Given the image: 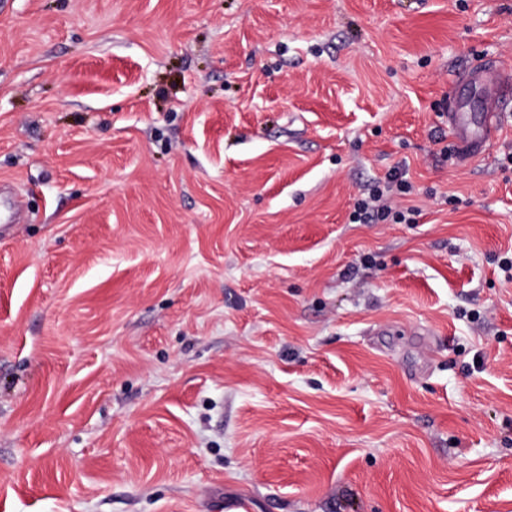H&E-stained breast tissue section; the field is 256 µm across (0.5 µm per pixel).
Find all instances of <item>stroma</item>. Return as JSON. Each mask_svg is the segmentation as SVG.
<instances>
[{
  "label": "stroma",
  "instance_id": "35a3bbf8",
  "mask_svg": "<svg viewBox=\"0 0 512 512\" xmlns=\"http://www.w3.org/2000/svg\"><path fill=\"white\" fill-rule=\"evenodd\" d=\"M491 59L512 0H0V512H512ZM499 101L487 100L486 123L480 130L470 129L462 112H458L453 99L448 96V128L454 132L456 148L461 162H466L480 154L487 141L498 131ZM413 185L407 178L405 169L394 167L383 179L373 182L367 193L355 200L350 221L353 224H411L414 223L416 209H399L392 206L388 196L411 195Z\"/></svg>",
  "mask_w": 512,
  "mask_h": 512
}]
</instances>
